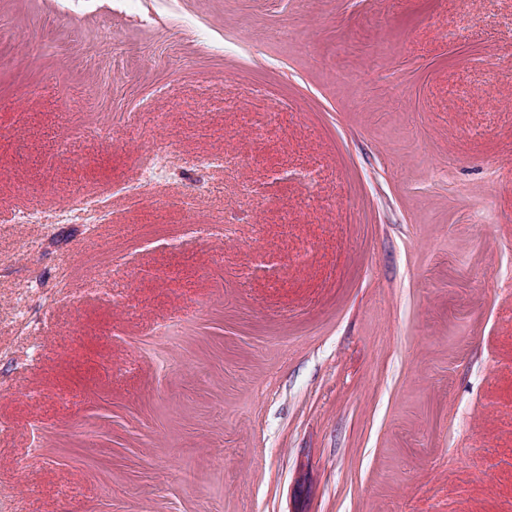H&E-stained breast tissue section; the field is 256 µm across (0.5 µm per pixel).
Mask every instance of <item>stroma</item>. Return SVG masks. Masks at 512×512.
Here are the masks:
<instances>
[{
  "mask_svg": "<svg viewBox=\"0 0 512 512\" xmlns=\"http://www.w3.org/2000/svg\"><path fill=\"white\" fill-rule=\"evenodd\" d=\"M0 512H512V0H0Z\"/></svg>",
  "mask_w": 512,
  "mask_h": 512,
  "instance_id": "stroma-1",
  "label": "stroma"
}]
</instances>
